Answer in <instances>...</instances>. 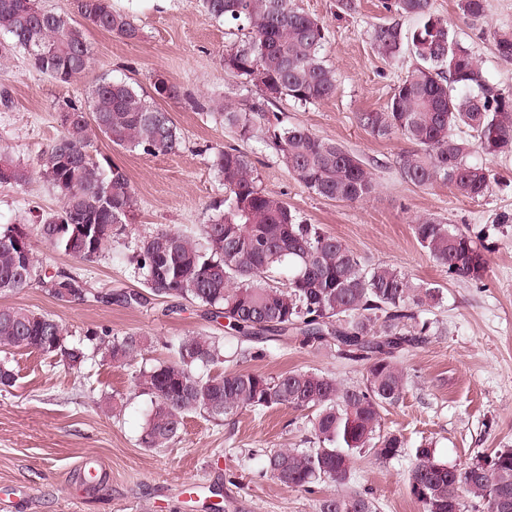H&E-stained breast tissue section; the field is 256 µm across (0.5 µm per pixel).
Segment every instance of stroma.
<instances>
[{"label": "stroma", "mask_w": 512, "mask_h": 512, "mask_svg": "<svg viewBox=\"0 0 512 512\" xmlns=\"http://www.w3.org/2000/svg\"><path fill=\"white\" fill-rule=\"evenodd\" d=\"M112 2L133 19L140 39L127 42L88 30L92 65L71 83L33 70L22 52L0 58V90L11 100L0 105V152L31 171L26 183L0 185V224L25 222L34 207L47 213L59 209L58 192L38 173L39 159L61 131L59 105L85 99L101 75L135 83L148 97L154 74L177 84L182 99L168 109L182 132V146L153 157L96 140L135 191V217L127 233L92 262L34 243L50 271L84 276L93 300L63 304L35 285L0 303L53 314L75 340L87 330L107 328L116 336L137 332L148 345L123 365L93 356L78 369L36 352L9 350L16 381L0 389V512H210L211 502L224 497L234 499L240 512H316L312 495L265 475L257 454L261 448L302 447L309 434L303 412L283 407L221 420L192 413L170 447L148 450L138 442L150 409L148 398L133 387L140 368L167 361L166 344L174 337L197 331L224 337L230 330L206 307L179 299L151 296L125 305L111 296L143 289L130 262L140 237L158 227L199 234L212 204L225 198L209 152L233 145L253 162L260 188L286 201L307 223L443 293L435 316L448 333L402 356L412 383L384 414L385 430L406 440L403 456L382 465L365 455L353 467L354 484L371 490L377 512H421L408 487L414 450L421 444H432L459 469L512 448V155L484 158L494 181L476 202L442 183L418 187L402 179L397 160L411 143L374 137L356 119L357 113L382 110L415 63L411 54L392 61L373 49L375 26L392 19L382 0H357L349 14L338 9L337 0H292L326 29L321 53L335 73L336 92L306 105L281 99L274 107L282 124L304 126L362 158L375 191L357 203L315 195L288 174L264 142H240L225 130L217 103L229 100L245 108L261 97L255 83L225 71L222 62L226 50L243 43L245 32L207 18L200 0ZM432 9L447 18L491 81L512 92V63L497 60L492 43L494 30H512V0H487L486 21L478 25L463 19L456 0H432ZM429 214L462 227H488L490 272L483 285L449 280L426 256L411 226ZM237 367L272 376L316 369L345 385L362 377L361 366L338 358L335 348L295 341L268 343L265 357L238 361ZM84 459L101 466L106 476L87 490L76 473Z\"/></svg>", "instance_id": "stroma-1"}]
</instances>
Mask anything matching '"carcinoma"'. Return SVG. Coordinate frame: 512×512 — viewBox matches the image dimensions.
Wrapping results in <instances>:
<instances>
[{"label": "carcinoma", "mask_w": 512, "mask_h": 512, "mask_svg": "<svg viewBox=\"0 0 512 512\" xmlns=\"http://www.w3.org/2000/svg\"><path fill=\"white\" fill-rule=\"evenodd\" d=\"M200 2L208 18L248 30L245 45L224 53V69L249 79L258 68L279 92L275 99L262 94L243 111L221 105L224 126L242 140H264L292 177L320 197L350 203L370 197L374 179L358 156L304 126H283L269 112L284 97L306 105L335 93V74L321 56L325 31L318 19L291 0ZM382 7L418 24L406 34L395 21L377 27L374 49L396 59L408 47L416 63L384 110L360 112L358 122L376 137L405 138L414 145L398 158L404 180L421 187L443 183L474 201L486 197L489 171L472 156L512 154V92L489 80L471 48L432 11L431 0H382ZM457 7L472 22L486 19V0H458ZM73 9L71 15L45 10L37 0H0V36L7 38L0 51L18 49L35 69L68 84L92 64L87 28L126 41L140 38V29L112 8V0H73ZM493 45L499 60L512 63V31L495 32ZM58 112L62 132L45 151L39 173L62 203L52 213L31 211L29 224H0V296L35 282L62 303L90 293L77 274L43 272L32 236L92 262L131 223L134 189L109 158L95 159L94 138L149 156L174 153L182 143L171 112L124 80L102 78L86 101L68 100ZM457 127L474 133V141L454 137ZM211 162L224 182L228 209L209 217L198 237L168 227L143 237L132 262L145 288L152 296L224 315L230 330L239 333L243 356L261 357L257 346L269 334L305 346L334 345L340 357L363 363L362 378L344 385L319 370L273 377L230 369L212 375L209 367L223 361L224 347L214 336L189 333L169 342L171 361L134 378L135 389L151 403L140 445L169 447L192 413L222 419L275 407L309 410L312 447L263 449L265 474L309 494L322 483L336 486L317 499L316 512H376L371 493L351 485L353 458L367 454L387 464L401 456L405 442L383 430L382 414L403 398L409 384L398 365L401 352L438 334L426 314L439 304V290L389 264H369L340 238L299 221L287 202L259 188L251 160L238 149H219ZM28 178L27 168L0 153V184ZM74 224L85 229L78 251L70 246ZM412 232L449 278L477 284L488 276L485 230L462 229L428 215ZM68 336L48 313L0 307V349L31 350L79 368L87 354ZM86 340L114 364L129 361L147 343L135 332L118 337L108 328L90 332ZM409 487L421 512H464L466 496L475 510L512 512V448L457 469L421 445Z\"/></svg>", "instance_id": "1"}]
</instances>
